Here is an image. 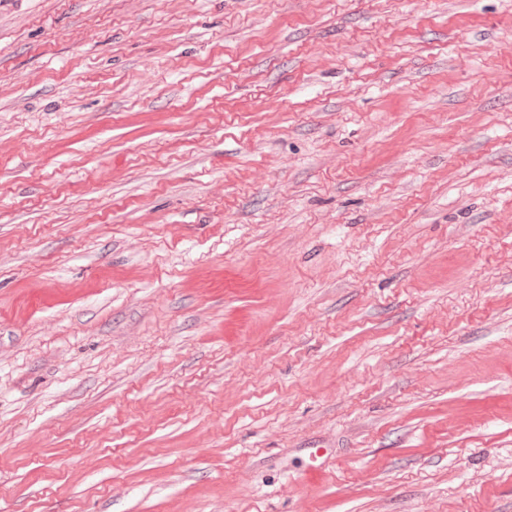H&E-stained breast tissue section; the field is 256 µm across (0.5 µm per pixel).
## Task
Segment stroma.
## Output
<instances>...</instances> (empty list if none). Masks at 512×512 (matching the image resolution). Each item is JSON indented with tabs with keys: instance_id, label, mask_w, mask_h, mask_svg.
I'll list each match as a JSON object with an SVG mask.
<instances>
[{
	"instance_id": "stroma-1",
	"label": "stroma",
	"mask_w": 512,
	"mask_h": 512,
	"mask_svg": "<svg viewBox=\"0 0 512 512\" xmlns=\"http://www.w3.org/2000/svg\"><path fill=\"white\" fill-rule=\"evenodd\" d=\"M0 512H512V0H0Z\"/></svg>"
}]
</instances>
